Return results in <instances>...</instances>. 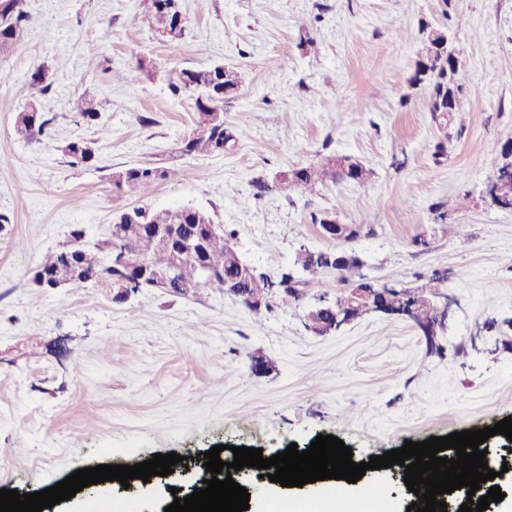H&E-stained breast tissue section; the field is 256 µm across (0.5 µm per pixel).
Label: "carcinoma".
<instances>
[{"mask_svg":"<svg viewBox=\"0 0 512 512\" xmlns=\"http://www.w3.org/2000/svg\"><path fill=\"white\" fill-rule=\"evenodd\" d=\"M163 0H139L143 6V16L150 23L159 21L161 17V5ZM29 16L23 8L15 12L12 24L0 26V60L12 55L17 46L18 35ZM451 55L455 58V66L448 69V59L437 54L436 41L425 37L418 49L417 60L410 82L422 84L428 90L429 112L432 120L438 126L448 125V116L438 112L437 99L442 93L443 83L440 78L450 75L452 83V100L450 111L460 112L465 102V77L466 72L462 63L464 49L459 45H451ZM172 91L176 94H187L194 98L196 109V128L191 139L185 144V151L191 154H213L224 152L226 142L233 136L225 133L224 129V102L233 97L230 92L224 91V66L215 65L200 69H183L175 81L170 83ZM73 110L78 112L82 119L88 123L97 121L100 117V104L88 91L74 97ZM52 119L39 112L29 115L26 112L19 113L14 121V134L23 141H29L45 133ZM67 156L72 164H89L94 159V151L87 148V142L77 140L65 147ZM177 175L175 170H158L150 167H131L125 169L123 182L116 183L117 187L127 185L131 188L148 187L161 177ZM370 179V171L358 163H351L345 168L340 164L329 163L318 166H308L299 169L298 180H282L279 189L288 191L299 189L311 191L318 184L326 182H338L343 180L356 183H366ZM211 216L194 208H185L182 211L176 209H150L147 207H135L122 213L115 225L120 238L126 241H145L148 239L149 228L158 224H181L191 228L198 224H211ZM235 233L219 229L205 236L203 259L216 273L227 276L240 274L239 255L228 249L225 238L233 237ZM80 231L71 232V239L62 248L45 255L35 266V269L51 275L68 283V287L74 289L85 288L90 284L106 282L105 276L108 269V252L104 245L88 246L81 238ZM152 268L157 271H165L174 266L177 269V287L175 293L188 296L197 291L199 283V269L197 263L184 258L176 260L171 250L167 248H155L147 256ZM294 265L306 272V277L292 282L286 286L277 296V300L283 304L298 299L300 294L308 291H316L323 294L330 289H340L336 296V307L343 308L349 304L345 297V291L352 287L350 277L341 276L335 281H328L321 277L320 266L309 262L304 248H299L295 254ZM268 276L258 272L256 276L247 282V290L252 297L268 296ZM438 287V279L434 276L417 288H407L396 282L392 284V297L398 303H420L424 296L432 288Z\"/></svg>","mask_w":512,"mask_h":512,"instance_id":"1","label":"carcinoma"}]
</instances>
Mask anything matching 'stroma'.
Returning a JSON list of instances; mask_svg holds the SVG:
<instances>
[{
  "instance_id": "35a3bbf8",
  "label": "stroma",
  "mask_w": 512,
  "mask_h": 512,
  "mask_svg": "<svg viewBox=\"0 0 512 512\" xmlns=\"http://www.w3.org/2000/svg\"><path fill=\"white\" fill-rule=\"evenodd\" d=\"M137 0H24L16 51L0 60V489L34 493L76 470L135 465L153 454L191 458L166 479L104 497H138L160 512L170 487L190 488L205 451L271 457L318 435L369 461L403 447L512 418V211L485 187L512 141V0H181L183 38L158 39ZM466 50L465 109L447 129L409 78L421 23ZM147 57L156 68L135 69ZM222 64L242 83L224 125L243 130L223 153L186 155L195 105L170 73ZM52 86H30L37 68ZM101 103L92 125L70 109L83 91ZM37 104L49 136L17 140L18 112ZM446 139L447 153L435 146ZM94 142L86 166L65 146ZM348 156L367 183L279 192L286 170ZM178 167L145 191L113 172ZM263 179L270 191L257 193ZM189 206L234 231L246 262L279 280L299 247L351 251L380 286L421 285L440 270L454 299L447 333L427 342L405 317L370 313L317 336L308 292L254 312L218 288L182 296L115 288L45 290L30 271L73 229L108 238L115 214ZM336 218L359 235L319 233Z\"/></svg>"
}]
</instances>
